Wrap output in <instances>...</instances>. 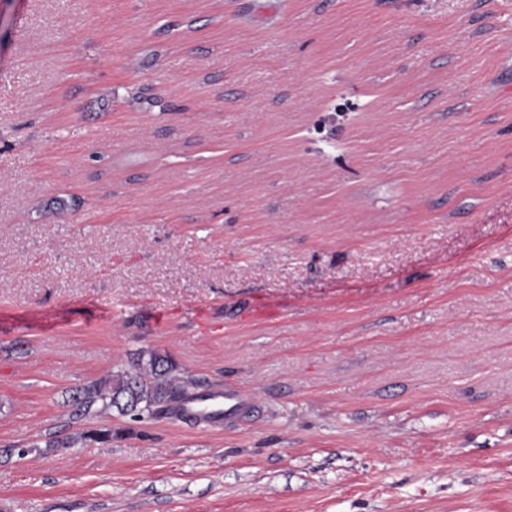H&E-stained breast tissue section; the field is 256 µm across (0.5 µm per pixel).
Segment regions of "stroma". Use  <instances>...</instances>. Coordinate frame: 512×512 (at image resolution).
Segmentation results:
<instances>
[{"mask_svg":"<svg viewBox=\"0 0 512 512\" xmlns=\"http://www.w3.org/2000/svg\"><path fill=\"white\" fill-rule=\"evenodd\" d=\"M508 42L512 0H0V512H512ZM152 352L252 413L72 418ZM111 440L112 432L108 429H91L78 434L76 437L70 435L59 437L56 435V433H53L52 438L46 442V447L70 448L78 441L84 442L86 444H105L111 442Z\"/></svg>","mask_w":512,"mask_h":512,"instance_id":"35a3bbf8","label":"stroma"}]
</instances>
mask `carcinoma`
Wrapping results in <instances>:
<instances>
[{
  "label": "carcinoma",
  "mask_w": 512,
  "mask_h": 512,
  "mask_svg": "<svg viewBox=\"0 0 512 512\" xmlns=\"http://www.w3.org/2000/svg\"><path fill=\"white\" fill-rule=\"evenodd\" d=\"M174 365L161 354L151 353L133 361L132 369L121 370L106 378L94 380L71 398L72 415L96 417L113 409L134 419L161 416L192 418L184 404L186 386L172 376ZM105 444L112 441V431L91 429L76 436L53 435L48 448H69L76 442Z\"/></svg>",
  "instance_id": "1"
}]
</instances>
